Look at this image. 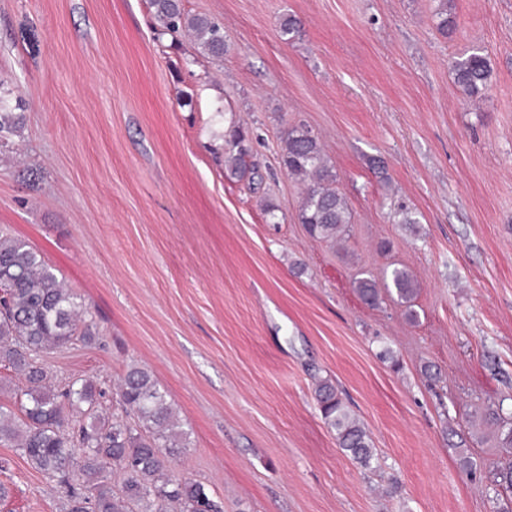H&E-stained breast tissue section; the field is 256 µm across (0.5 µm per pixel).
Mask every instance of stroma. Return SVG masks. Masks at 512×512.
<instances>
[{
    "label": "stroma",
    "instance_id": "1",
    "mask_svg": "<svg viewBox=\"0 0 512 512\" xmlns=\"http://www.w3.org/2000/svg\"><path fill=\"white\" fill-rule=\"evenodd\" d=\"M184 4L223 22V64L157 35L148 0H0V83L25 101L24 162L0 163V234L42 252L98 330L44 355L51 376L109 392L129 363L151 370L187 434L177 472L224 512H498L506 451L476 418L512 412V0H450L448 38L440 0ZM286 14L301 22L290 43ZM472 48L493 75L470 98L451 64ZM299 121L347 198L343 247L296 218L280 155ZM237 126L255 194L224 176ZM403 205L417 223L397 222ZM395 267L417 284L416 321L355 289ZM319 379L367 429L370 466L325 425ZM0 462V512H62L18 451L0 445Z\"/></svg>",
    "mask_w": 512,
    "mask_h": 512
}]
</instances>
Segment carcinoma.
Wrapping results in <instances>:
<instances>
[{
  "mask_svg": "<svg viewBox=\"0 0 512 512\" xmlns=\"http://www.w3.org/2000/svg\"><path fill=\"white\" fill-rule=\"evenodd\" d=\"M154 18L163 34L188 32L201 52L221 60L227 51L224 27L205 14H192L183 0H150ZM437 30L446 37L457 28L448 6L437 13ZM300 20L289 15L279 26L289 42L300 30ZM455 82L470 96L489 87L492 68L478 49L458 56L452 65ZM23 99L0 90V153L10 150L22 135ZM244 135L236 131L225 140L224 154L230 176L262 182L256 165L248 161ZM282 164L303 187L298 212L307 234L334 244L350 222L347 201L336 191V173L324 157L319 138L300 123L283 139ZM388 292L410 304L416 287L404 268L390 272ZM0 288L5 299L0 307V366L8 367L25 381L17 394L18 412L0 407V445L21 451L30 466L55 484L65 499L64 512H224V501L210 496L203 484L180 478L171 463L186 447V435L178 430L175 409L158 380L145 367L128 365L115 389V403L136 415L133 427L102 404L105 391L89 379L64 385L49 382L41 362L43 354L86 343L96 334L89 309L44 256L29 242L0 235ZM361 299L373 305L379 300L375 280L356 281ZM315 399L327 427L336 434L339 447L363 467L370 465L375 448L366 430L354 418L336 387L324 381ZM482 422L493 427L501 447L512 449V420L498 409L486 410ZM122 475L120 491L111 476ZM496 482L512 494V459L500 463Z\"/></svg>",
  "mask_w": 512,
  "mask_h": 512,
  "instance_id": "obj_1",
  "label": "carcinoma"
}]
</instances>
